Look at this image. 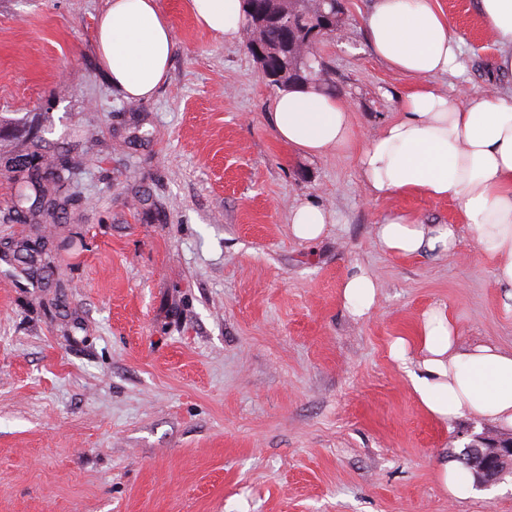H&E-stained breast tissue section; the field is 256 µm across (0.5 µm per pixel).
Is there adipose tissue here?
<instances>
[{"label":"adipose tissue","instance_id":"ef3b65f1","mask_svg":"<svg viewBox=\"0 0 512 512\" xmlns=\"http://www.w3.org/2000/svg\"><path fill=\"white\" fill-rule=\"evenodd\" d=\"M204 30L234 41L246 22L244 0H186ZM491 32L502 75L512 76V0H474ZM372 54L395 72L421 80L401 102L399 115L370 137L358 164L373 198L415 193L454 201L459 224H428L418 215L395 212L374 226L389 254L439 258L458 249L470 232L493 260L497 282L512 288V87L500 95L442 93L429 79L467 73L464 38L439 0H372L364 20ZM113 87L144 99L168 81L174 51L171 27L156 0H106L94 43ZM277 138L307 156L349 148L353 129L347 106L311 88L280 92L270 114ZM331 214L304 202L289 212L296 239L320 238ZM380 284L357 269L342 285V302L356 318L369 316ZM391 356L401 362L422 408L448 422L476 416L512 429V351L479 343L458 344L446 308L425 311L417 334L395 337Z\"/></svg>","mask_w":512,"mask_h":512}]
</instances>
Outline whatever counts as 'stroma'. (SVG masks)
Segmentation results:
<instances>
[{
    "instance_id": "1",
    "label": "stroma",
    "mask_w": 512,
    "mask_h": 512,
    "mask_svg": "<svg viewBox=\"0 0 512 512\" xmlns=\"http://www.w3.org/2000/svg\"><path fill=\"white\" fill-rule=\"evenodd\" d=\"M462 34L465 79L501 85L471 0H440ZM371 0H345L320 53L355 146L305 157L279 142L243 29L229 43L185 0H157L171 75L147 99L113 88L94 51L105 0H0V512H512V477L466 500L439 481L469 416L422 409L393 338L446 308L461 345L512 351V307L470 235L456 254L397 257L373 228L395 211L461 221L456 203L374 199L357 161L418 81L370 52ZM72 160L73 202L15 221L38 193L10 160ZM332 212L306 243L291 205ZM381 288L352 318L341 286ZM379 288L378 280L369 271L358 267L343 282V307L353 317L369 316L374 311Z\"/></svg>"
}]
</instances>
